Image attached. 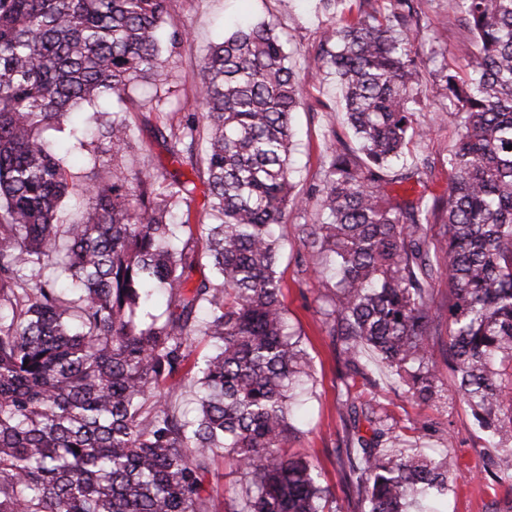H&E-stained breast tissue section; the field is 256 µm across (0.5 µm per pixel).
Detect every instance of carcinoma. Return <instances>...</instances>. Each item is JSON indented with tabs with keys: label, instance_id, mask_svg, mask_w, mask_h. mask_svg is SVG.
<instances>
[{
	"label": "carcinoma",
	"instance_id": "cac0c4a2",
	"mask_svg": "<svg viewBox=\"0 0 512 512\" xmlns=\"http://www.w3.org/2000/svg\"><path fill=\"white\" fill-rule=\"evenodd\" d=\"M320 0L332 24L314 61L343 88L355 144L324 151L319 224H298L304 262L334 257L327 333L347 366L364 356L429 402L438 375L433 282L448 278L446 357L456 395L491 435L512 436V0H451L445 24L475 47L472 72L440 70L443 111L461 127L448 195L425 193L427 158L403 162L420 71L416 0ZM174 0H0V512H218L207 488L222 453L241 474L228 512H326L331 492L303 456L293 407L309 365L288 324L275 227L293 193L300 69L266 22L239 27L200 64L197 110L163 136L206 185L212 222L173 224L196 185L130 174L126 119L97 109L157 82L189 39ZM82 105L112 150L77 176L43 133ZM402 164L392 180L386 170ZM413 182V197L391 194ZM80 219L59 223L73 192ZM445 226L444 235L432 233ZM209 261L211 278L192 281ZM206 316H200L201 311ZM213 352L190 364L198 334ZM189 381L197 415L170 394ZM338 449L362 512H442L448 463L382 428ZM512 491V453L491 463Z\"/></svg>",
	"mask_w": 512,
	"mask_h": 512
}]
</instances>
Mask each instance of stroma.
<instances>
[{"instance_id":"1","label":"stroma","mask_w":512,"mask_h":512,"mask_svg":"<svg viewBox=\"0 0 512 512\" xmlns=\"http://www.w3.org/2000/svg\"><path fill=\"white\" fill-rule=\"evenodd\" d=\"M420 7L429 27L420 32L417 43L426 46L439 40L446 46L453 68L469 73L473 46L456 31L442 26L449 0H422ZM245 18L275 25L297 67L306 73L295 115L293 183L301 194L318 187L326 140L333 135L346 141L352 138L342 113L339 82L329 71L315 69L321 36L330 24L319 0H176L172 21L188 29L190 39L170 58L164 85H139L124 101L107 106L108 111L126 116L136 143L123 160L129 173L191 177L190 167L171 157L160 132L179 125L186 110L194 106L197 63L207 46ZM420 90L413 118L429 127L430 134L425 141L410 143L406 153L428 155L434 173L427 192L442 196L448 192L450 178L446 156L458 129L452 119L440 115L443 101L429 73H422ZM313 220L312 213L291 210L278 228L285 242L277 265L283 301L290 326L302 338L311 372L297 387L302 434L289 443V453L306 456L315 465L332 493L330 507L337 512H357V500L350 495L336 463V450L345 441L371 437L369 421L374 418L425 454L449 458L453 482L446 512H504L512 494L484 473L483 464L493 449L470 409L456 399L457 377L448 367L440 369L437 398L423 404L410 396L406 386L387 384L379 371H372L366 379L345 366L338 343L325 331L328 291L319 287L313 273L300 263L305 249L295 227Z\"/></svg>"}]
</instances>
